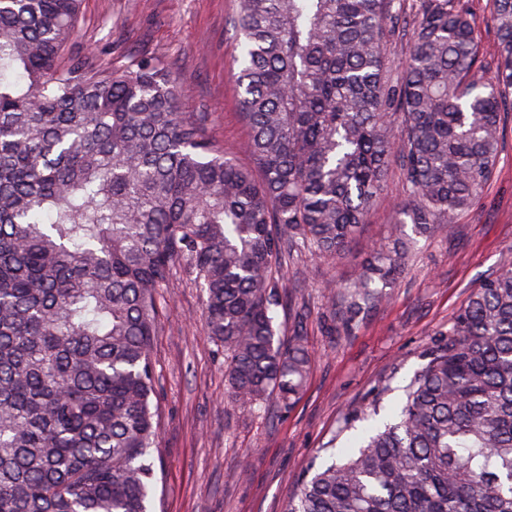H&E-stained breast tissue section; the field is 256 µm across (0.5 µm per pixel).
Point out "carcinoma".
Instances as JSON below:
<instances>
[{
	"label": "carcinoma",
	"mask_w": 512,
	"mask_h": 512,
	"mask_svg": "<svg viewBox=\"0 0 512 512\" xmlns=\"http://www.w3.org/2000/svg\"><path fill=\"white\" fill-rule=\"evenodd\" d=\"M81 2L0 0V512H149L157 298L181 267L231 400L292 404L312 356L276 322L287 262L343 250L399 163L394 238L328 292L350 331L416 238L482 195L512 112V0H491L487 83L465 0H419L395 76L401 0H238L257 176L179 111L170 65L68 55ZM424 360L394 419L311 466L286 512H512V270Z\"/></svg>",
	"instance_id": "obj_1"
}]
</instances>
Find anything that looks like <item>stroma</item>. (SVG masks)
Wrapping results in <instances>:
<instances>
[{
    "mask_svg": "<svg viewBox=\"0 0 512 512\" xmlns=\"http://www.w3.org/2000/svg\"><path fill=\"white\" fill-rule=\"evenodd\" d=\"M478 33L484 81H493L496 31L490 0H468ZM234 0H83L74 50L100 48L103 62L132 58L172 64L187 88L185 112H203L215 144L252 166L233 81ZM407 197L399 168L359 235L333 256L302 254L288 269L291 301L278 311L285 335L300 332L314 355L306 386L289 408L269 402L252 413L224 396V351L208 336L202 293L185 271L159 292L153 339L157 384L156 480L151 512H285L312 464L344 451L357 431L379 425L367 414L341 431L347 413L373 398L401 403L424 354L473 290L512 269V130L493 176L450 230L418 238L408 268L385 305L347 335H330L324 288L353 278L368 251L394 230Z\"/></svg>",
    "mask_w": 512,
    "mask_h": 512,
    "instance_id": "obj_1",
    "label": "stroma"
}]
</instances>
